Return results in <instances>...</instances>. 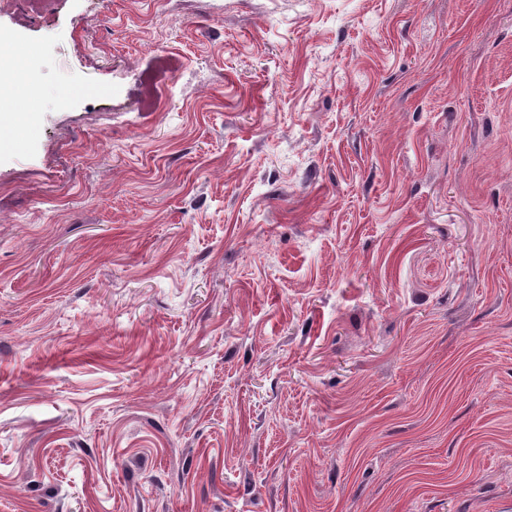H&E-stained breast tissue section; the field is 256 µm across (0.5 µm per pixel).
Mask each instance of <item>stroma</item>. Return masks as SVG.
Wrapping results in <instances>:
<instances>
[{
    "instance_id": "35a3bbf8",
    "label": "stroma",
    "mask_w": 512,
    "mask_h": 512,
    "mask_svg": "<svg viewBox=\"0 0 512 512\" xmlns=\"http://www.w3.org/2000/svg\"><path fill=\"white\" fill-rule=\"evenodd\" d=\"M0 55V512H512V0H0Z\"/></svg>"
}]
</instances>
